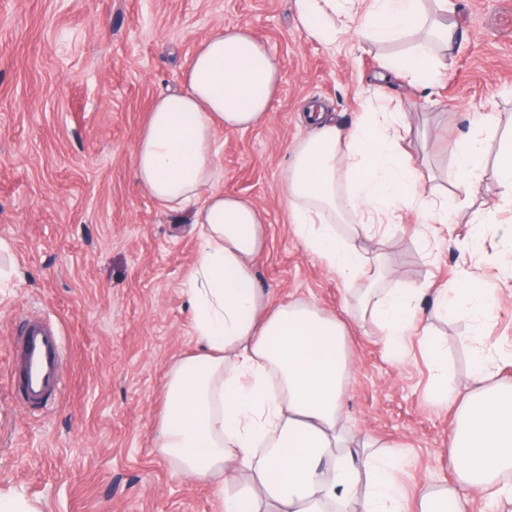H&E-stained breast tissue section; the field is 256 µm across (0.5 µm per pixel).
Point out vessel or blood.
Instances as JSON below:
<instances>
[{"label": "vessel or blood", "mask_w": 512, "mask_h": 512, "mask_svg": "<svg viewBox=\"0 0 512 512\" xmlns=\"http://www.w3.org/2000/svg\"><path fill=\"white\" fill-rule=\"evenodd\" d=\"M63 364L56 324L40 315L29 318L12 352L17 398L31 409H44L62 390Z\"/></svg>", "instance_id": "b4317fda"}]
</instances>
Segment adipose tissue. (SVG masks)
I'll use <instances>...</instances> for the list:
<instances>
[{"mask_svg": "<svg viewBox=\"0 0 512 512\" xmlns=\"http://www.w3.org/2000/svg\"><path fill=\"white\" fill-rule=\"evenodd\" d=\"M307 33L333 45L345 36L416 46L390 56L385 68L427 84L458 48L455 23L429 14L425 0H296ZM280 80L277 59L248 27L220 26L202 36L183 88L152 103L133 149L136 176L163 208L189 212L200 239L183 284L203 354L168 377L155 446L184 475L214 483L221 512H469L474 500L512 504V388L491 385L492 355L473 354V387L461 398L449 448L458 489L426 486L409 498L396 472L367 434L351 432L343 397L352 372L346 322L314 304L275 303L254 278L267 226L251 200L214 187V132L244 131L264 122ZM310 136L295 148L282 184L295 239L346 282L363 281L355 316L370 321L393 356H401L415 326L425 288H385L381 259L365 241L377 226L416 210L438 224L453 223L475 189L483 140L453 143L457 170L452 194L424 195L421 176L396 135L401 112L365 111L351 128L323 106L303 114ZM345 234H337V224ZM435 308L467 310L481 320L494 309L489 289L473 274L436 292Z\"/></svg>", "mask_w": 512, "mask_h": 512, "instance_id": "1", "label": "adipose tissue"}]
</instances>
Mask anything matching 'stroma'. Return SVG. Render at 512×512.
I'll list each match as a JSON object with an SVG mask.
<instances>
[{
    "label": "stroma",
    "mask_w": 512,
    "mask_h": 512,
    "mask_svg": "<svg viewBox=\"0 0 512 512\" xmlns=\"http://www.w3.org/2000/svg\"><path fill=\"white\" fill-rule=\"evenodd\" d=\"M463 37L429 91L392 79L390 101L367 87L383 53L354 39L329 49L301 25L295 0H0V240L20 279L0 290V493L33 512H218L210 482L183 476L153 446L172 368L201 351L183 284L199 239L188 213L160 207L139 183L134 145L156 97L181 88L196 43L218 25H245L276 56L281 80L267 121L217 130V189L253 200L267 220L254 265L276 302L304 300L348 322L353 373L344 396L354 433L401 459L408 494L456 483L447 440L458 404L428 399L432 373L418 343L392 359L382 335L350 320L352 293L294 238L281 184L291 147L309 133L312 103L341 122L365 107L408 114L404 147L428 191H454L449 146L483 114L497 138L462 221L414 236L415 213L380 229L389 288L454 287L472 272L494 288L483 323L426 311L465 385L475 346L495 350L493 382L512 385V209H499L500 138L512 136V0H449ZM497 223L464 246L476 211ZM58 323L69 360L44 412L12 395V344L34 312Z\"/></svg>",
    "instance_id": "obj_1"
}]
</instances>
